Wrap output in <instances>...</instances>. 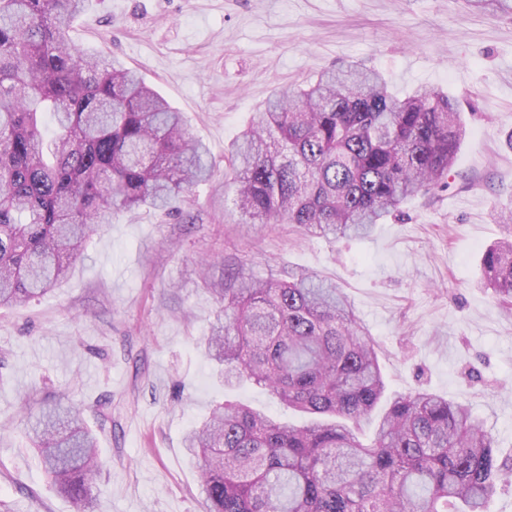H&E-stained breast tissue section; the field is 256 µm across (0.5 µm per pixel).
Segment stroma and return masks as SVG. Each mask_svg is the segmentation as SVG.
<instances>
[{"label": "stroma", "instance_id": "stroma-1", "mask_svg": "<svg viewBox=\"0 0 512 512\" xmlns=\"http://www.w3.org/2000/svg\"><path fill=\"white\" fill-rule=\"evenodd\" d=\"M136 70L209 146L218 172L171 216L125 210L60 288L0 308V512H73L26 432L80 404L103 463L93 512H206L186 433L216 403L297 425L261 387L224 386L203 341L224 271L313 272L342 288L379 349L388 395L470 406L512 463V311L479 288L484 250L512 233V11L469 0H96L70 31ZM360 61L405 96L440 87L467 136L448 185L365 239L235 224L214 203L226 149L277 90ZM112 406L101 427L95 409Z\"/></svg>", "mask_w": 512, "mask_h": 512}]
</instances>
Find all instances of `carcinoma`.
Wrapping results in <instances>:
<instances>
[{"label":"carcinoma","instance_id":"cac0c4a2","mask_svg":"<svg viewBox=\"0 0 512 512\" xmlns=\"http://www.w3.org/2000/svg\"><path fill=\"white\" fill-rule=\"evenodd\" d=\"M92 0H0V308L59 287L90 234L123 209L175 208L209 181V148L135 72L67 31ZM51 116L49 132L42 116ZM465 126L454 99H401L352 62L271 95L228 150L224 213L307 236H369L409 200L448 185ZM512 308V239L481 259ZM206 349L229 387H266L316 416L294 425L216 406L185 436L208 512H485L512 469L470 409L425 390L386 396L375 343L336 284L239 270L224 279ZM373 438L361 422L380 404ZM77 404L41 411L31 443L56 491L88 512L101 471Z\"/></svg>","mask_w":512,"mask_h":512}]
</instances>
